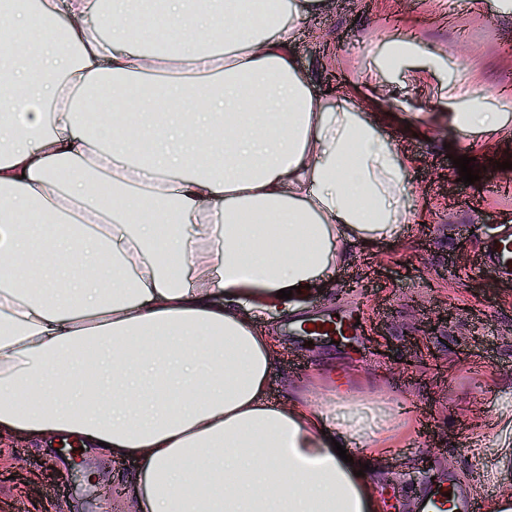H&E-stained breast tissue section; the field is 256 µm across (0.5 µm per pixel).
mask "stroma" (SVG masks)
<instances>
[{
	"label": "stroma",
	"mask_w": 512,
	"mask_h": 512,
	"mask_svg": "<svg viewBox=\"0 0 512 512\" xmlns=\"http://www.w3.org/2000/svg\"><path fill=\"white\" fill-rule=\"evenodd\" d=\"M326 101L327 85L372 113L409 160L408 219L398 239L351 246L333 287L303 297L305 314L357 301L368 331L356 346L267 327L280 355L269 401H403L393 446L369 462L374 488L413 498L433 467L458 472L484 504L512 493V279L477 270V240L512 222V140L462 137L448 96L472 86L488 109L512 89V11L500 0H325L290 49ZM480 179H459L455 157ZM344 376H337V369ZM72 439L0 432V512H139L135 459Z\"/></svg>",
	"instance_id": "1"
}]
</instances>
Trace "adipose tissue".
<instances>
[{
  "label": "adipose tissue",
  "instance_id": "adipose-tissue-1",
  "mask_svg": "<svg viewBox=\"0 0 512 512\" xmlns=\"http://www.w3.org/2000/svg\"><path fill=\"white\" fill-rule=\"evenodd\" d=\"M322 3L160 0L162 52L145 0L0 10L31 60L0 56V427L138 458L140 512L377 508L333 446L389 410L268 402L255 327L408 216L403 156L288 54ZM465 96L461 136L504 131L512 100Z\"/></svg>",
  "mask_w": 512,
  "mask_h": 512
}]
</instances>
